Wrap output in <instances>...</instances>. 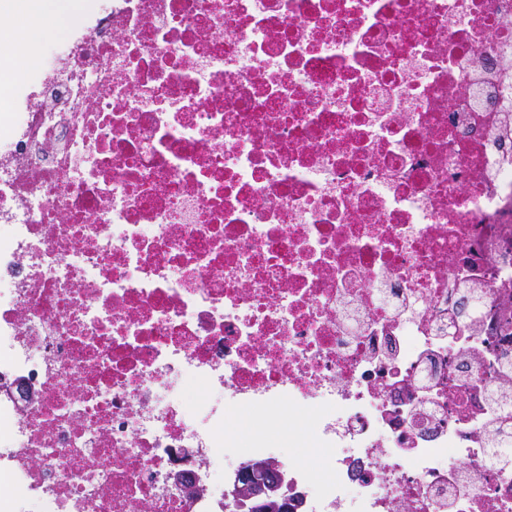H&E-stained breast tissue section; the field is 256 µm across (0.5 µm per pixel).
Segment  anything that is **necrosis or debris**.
I'll use <instances>...</instances> for the list:
<instances>
[{"label": "necrosis or debris", "instance_id": "necrosis-or-debris-1", "mask_svg": "<svg viewBox=\"0 0 512 512\" xmlns=\"http://www.w3.org/2000/svg\"><path fill=\"white\" fill-rule=\"evenodd\" d=\"M0 113V512H512V0H99ZM189 459L194 491L172 478ZM278 420L274 424H268L266 421L260 420L254 416V414L248 408H240L234 415H244L251 421H253L257 430L243 443L241 438L238 439L239 448L247 447L251 440L260 435H267L273 442L275 448H279L280 457L282 460L289 463H301L307 461L312 450L319 451L323 454L324 460H326L327 451L323 448H315L311 442L308 426L296 431L288 425L283 423V417L288 414V406L284 405L280 408ZM234 417V419H235ZM315 464L321 463V457L318 452L311 454Z\"/></svg>", "mask_w": 512, "mask_h": 512}]
</instances>
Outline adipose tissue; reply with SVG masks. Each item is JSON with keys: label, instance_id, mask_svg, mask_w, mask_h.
Segmentation results:
<instances>
[{"label": "adipose tissue", "instance_id": "1", "mask_svg": "<svg viewBox=\"0 0 512 512\" xmlns=\"http://www.w3.org/2000/svg\"><path fill=\"white\" fill-rule=\"evenodd\" d=\"M83 0H11L7 23L0 25L1 41H20L35 44L45 38L42 26L34 24L37 14H52L58 24L64 25L84 10Z\"/></svg>", "mask_w": 512, "mask_h": 512}]
</instances>
